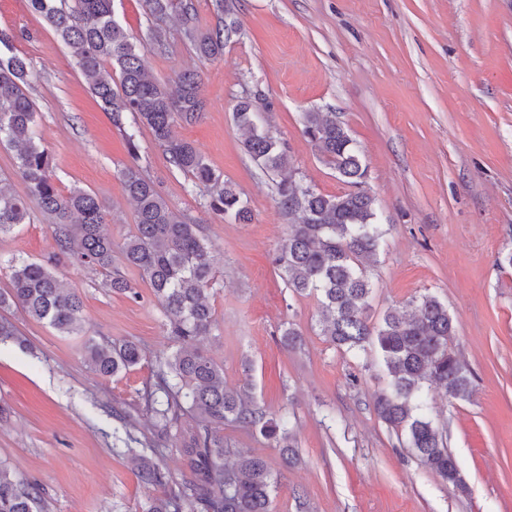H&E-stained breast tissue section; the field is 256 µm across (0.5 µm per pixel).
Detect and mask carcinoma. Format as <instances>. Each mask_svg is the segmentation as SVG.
Segmentation results:
<instances>
[{
  "mask_svg": "<svg viewBox=\"0 0 512 512\" xmlns=\"http://www.w3.org/2000/svg\"><path fill=\"white\" fill-rule=\"evenodd\" d=\"M144 4L160 20L173 0ZM27 6L69 49L115 127H125L127 116H132L152 132L170 164L190 177L192 186L204 188L212 212L242 222L250 219L249 208L224 175L215 172L195 145L172 135L177 123L198 118L204 100L199 72L178 73L170 90L147 71L145 49L166 50L163 28L153 29L145 48L115 19L112 0H27ZM180 11L197 56L223 55L224 45L237 33L236 22L202 31L195 25L193 0H180ZM29 74L24 57L0 61V146L16 151L15 172L26 188L21 196L0 185V236L29 223L36 207L52 220L60 256L109 273L106 285L112 292L137 300L136 287L110 273L112 239L104 232L109 216L104 200L80 188L63 195L56 187L49 154L37 135L35 106L24 91ZM234 120L246 132L245 151L258 166L275 174L288 172L275 185L281 209L297 217L276 257L287 287L295 295L317 299L321 335L337 348L377 350L390 377L389 388L374 396L378 418L403 431L409 447L443 482L465 489L458 462L427 414V390L434 384L454 399L471 394L468 370L449 347L455 326L447 305L421 294L408 301L405 311L389 310L376 323L369 319L372 283L367 267L378 255L383 231L376 200L363 188L364 151L336 121V113H303V135L352 187L323 195L295 178L288 154L276 137L259 127L249 102L237 105ZM121 180L135 205L134 229L124 242L122 258L152 289L167 319L166 334L175 344L171 355L156 360V389L143 394V410L165 433L179 430L186 415L197 419L191 446L184 449L186 471L178 478L137 449H127L141 481L165 490L144 512H274V478L267 461L238 454L234 462H224L227 449L218 432L226 423L255 431L275 443L288 463L297 458L294 436L284 420L258 404L248 386L228 387L224 366L196 346L216 326L209 303L216 278L211 242L202 225L173 209L138 167L122 169ZM54 266L51 260H12L11 288L0 291V309L19 307L62 335L80 336L82 298L64 288ZM84 352L87 367L102 377L128 371L145 359L133 342L117 346L93 337L86 339ZM0 512H41L35 489L2 464Z\"/></svg>",
  "mask_w": 512,
  "mask_h": 512,
  "instance_id": "cac0c4a2",
  "label": "carcinoma"
}]
</instances>
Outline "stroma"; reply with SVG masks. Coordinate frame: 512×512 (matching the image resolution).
I'll return each instance as SVG.
<instances>
[{
  "label": "stroma",
  "mask_w": 512,
  "mask_h": 512,
  "mask_svg": "<svg viewBox=\"0 0 512 512\" xmlns=\"http://www.w3.org/2000/svg\"><path fill=\"white\" fill-rule=\"evenodd\" d=\"M233 4L238 32L212 60L195 54L177 16L156 23L143 0H113V11L136 43H147L155 25L166 29V53L145 54L157 80L200 72L205 109L174 133L247 200V224L208 210L147 128L113 126L43 20L25 0H0V31L12 36L0 44V59L18 55L31 64L28 92L56 185L106 201L117 250L134 224L119 172L134 162L174 208L204 226L217 278L216 328L200 347L223 364L228 386L252 381L256 400L289 418L298 440L301 462L289 468L258 433L235 424L223 430L226 448L263 457L277 475L275 512H298L301 498L313 512H512V267L495 263L512 252V0ZM244 98L284 143L297 178L322 194L347 186L303 136L302 114L335 113L364 150L365 187L385 228L369 271L370 318L424 293L447 304L451 347L473 391L458 400L434 390L430 414L465 491L444 484L404 434L378 418L373 395L389 381L379 353L331 345L316 298L293 295L280 277L273 259L294 219L279 208L276 175L244 151L233 117ZM56 251L50 221L38 211L0 237L4 264ZM118 269L140 299L112 294L104 272L67 260L55 274L83 300L85 336L144 348L146 361L130 371L100 377L84 361L85 336L61 335L16 309L5 314L27 345H0V462L35 486L43 512H142L160 490L141 482L134 448L154 451L171 474L185 466L181 450L194 419L161 439L139 407L157 356L172 349L166 318L138 271ZM289 323L303 334L301 349L279 342Z\"/></svg>",
  "instance_id": "1"
}]
</instances>
